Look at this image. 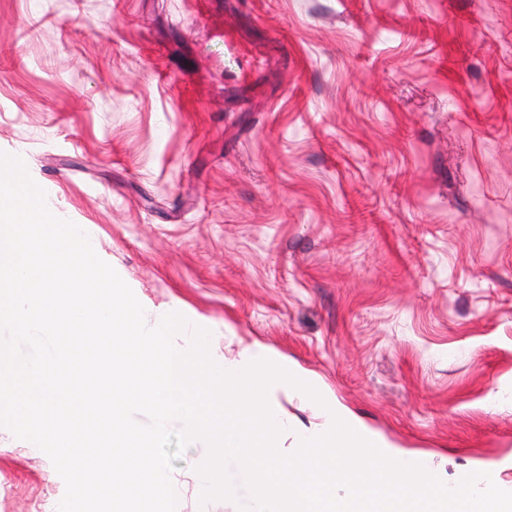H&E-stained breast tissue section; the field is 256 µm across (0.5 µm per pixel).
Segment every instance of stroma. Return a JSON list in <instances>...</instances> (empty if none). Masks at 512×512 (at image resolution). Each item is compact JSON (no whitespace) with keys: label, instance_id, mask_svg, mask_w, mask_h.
Returning a JSON list of instances; mask_svg holds the SVG:
<instances>
[{"label":"stroma","instance_id":"35a3bbf8","mask_svg":"<svg viewBox=\"0 0 512 512\" xmlns=\"http://www.w3.org/2000/svg\"><path fill=\"white\" fill-rule=\"evenodd\" d=\"M0 152L148 310L452 481L512 458V0H0ZM193 441L176 512L201 503ZM0 428V512H57Z\"/></svg>","mask_w":512,"mask_h":512}]
</instances>
